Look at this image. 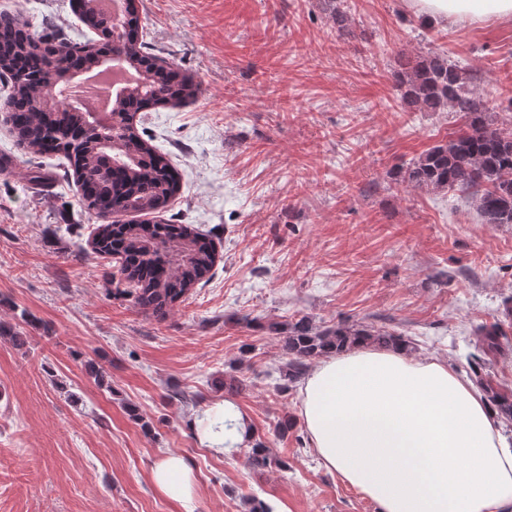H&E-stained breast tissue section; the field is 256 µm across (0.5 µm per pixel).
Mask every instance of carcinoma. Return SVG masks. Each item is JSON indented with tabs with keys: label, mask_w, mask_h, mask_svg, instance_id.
Segmentation results:
<instances>
[{
	"label": "carcinoma",
	"mask_w": 512,
	"mask_h": 512,
	"mask_svg": "<svg viewBox=\"0 0 512 512\" xmlns=\"http://www.w3.org/2000/svg\"><path fill=\"white\" fill-rule=\"evenodd\" d=\"M78 7L87 27L109 39L119 37L113 51L123 65L137 73L136 82L127 88L129 99L146 106H166L196 95L197 87L190 79L172 80L166 67L155 65L150 53L131 43L135 25L115 34L112 20L102 11L89 15L85 5ZM60 48L70 50L78 66L96 69L95 54L86 42H59L57 36L48 34L37 39L22 36L0 40V76L11 85L10 99L25 105L26 119L15 125L17 140L35 152L51 144L54 151L69 159L83 189L86 208L103 219L92 233L93 252L119 258V273L128 284V295L140 309L163 321L182 297L205 280L215 264L214 250L185 224L115 219L117 215L165 209L178 191V174L166 156L128 123L131 115L126 100L116 98L112 102V114L118 116L120 124L113 134L98 128L93 113L67 111L66 104L48 93L42 79L17 67L21 59L43 62ZM394 77L402 100L429 112L449 108L463 122L448 141L410 162L404 179L418 188L460 192L471 199L486 224H512V125L500 127L488 120L484 102L465 90L471 75L433 52L401 57ZM80 121L89 126V135L72 152L60 132ZM475 335L483 337L485 352L500 351L498 325H481ZM360 342L379 348L409 347L403 336L374 325L339 323L318 330L303 319L288 325L281 348L290 360L282 389L303 375L307 361ZM478 384L490 403L511 418L512 400L482 380ZM252 465L261 472L272 466L285 468L288 463L270 456L258 442L252 448Z\"/></svg>",
	"instance_id": "carcinoma-1"
}]
</instances>
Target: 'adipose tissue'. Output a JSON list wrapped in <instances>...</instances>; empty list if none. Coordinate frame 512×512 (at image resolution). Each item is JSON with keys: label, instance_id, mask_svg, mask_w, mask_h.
I'll list each match as a JSON object with an SVG mask.
<instances>
[{"label": "adipose tissue", "instance_id": "1", "mask_svg": "<svg viewBox=\"0 0 512 512\" xmlns=\"http://www.w3.org/2000/svg\"><path fill=\"white\" fill-rule=\"evenodd\" d=\"M442 21L512 18V0H409ZM233 427L202 434L224 455L242 443L248 423L232 403L214 406ZM300 416L310 444L331 473L373 500L379 512H512V443L483 395L436 360L405 348L363 344L321 358L301 390ZM152 481L182 500L193 478L182 457L166 454Z\"/></svg>", "mask_w": 512, "mask_h": 512}]
</instances>
